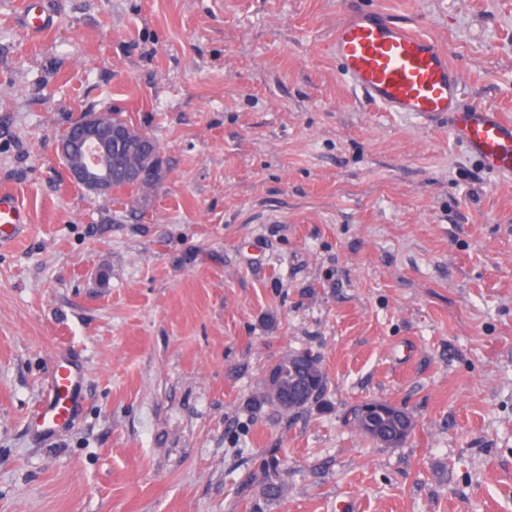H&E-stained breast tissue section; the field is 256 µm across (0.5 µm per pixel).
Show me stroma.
Wrapping results in <instances>:
<instances>
[{"mask_svg": "<svg viewBox=\"0 0 512 512\" xmlns=\"http://www.w3.org/2000/svg\"><path fill=\"white\" fill-rule=\"evenodd\" d=\"M0 0V512H512V181L447 121L384 112L326 44L347 0ZM512 119V0H363ZM88 110L166 178L91 195L53 147ZM320 357L321 403L256 406ZM78 409L35 436L60 364ZM413 414L407 442L350 409ZM276 454L284 493L264 494ZM27 224L25 210L9 195L0 194V241L17 234ZM275 371L278 375V384L270 387L263 385L262 390L255 398L260 405L269 404L279 408L281 411L288 409V413L304 410L313 403L320 402L327 390V378L320 366L317 356L309 351L289 352L283 355L276 363ZM301 385L306 398L299 407H286L275 396L278 389L285 395L289 391ZM291 410V411H289ZM349 421L365 436L381 446L404 444L415 428L412 414L388 401H362L350 411Z\"/></svg>", "mask_w": 512, "mask_h": 512, "instance_id": "obj_1", "label": "stroma"}]
</instances>
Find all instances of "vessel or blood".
I'll list each match as a JSON object with an SVG mask.
<instances>
[{"mask_svg":"<svg viewBox=\"0 0 512 512\" xmlns=\"http://www.w3.org/2000/svg\"><path fill=\"white\" fill-rule=\"evenodd\" d=\"M328 51L341 75L367 102L428 121L451 117L456 140L490 173L512 180V120L481 103L463 105L461 77L437 41L350 0ZM26 222L16 200L0 194V240L17 234ZM81 385L78 368L57 370L32 417L38 433H48L71 416Z\"/></svg>","mask_w":512,"mask_h":512,"instance_id":"1","label":"vessel or blood"}]
</instances>
